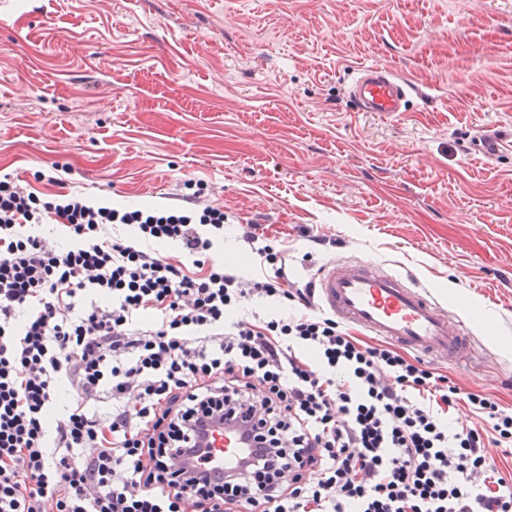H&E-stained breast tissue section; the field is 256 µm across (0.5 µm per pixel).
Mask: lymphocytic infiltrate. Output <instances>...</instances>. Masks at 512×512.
Instances as JSON below:
<instances>
[{
	"label": "lymphocytic infiltrate",
	"instance_id": "lymphocytic-infiltrate-1",
	"mask_svg": "<svg viewBox=\"0 0 512 512\" xmlns=\"http://www.w3.org/2000/svg\"><path fill=\"white\" fill-rule=\"evenodd\" d=\"M223 231L198 191L130 211L0 179V512H512L488 450L512 412L315 313L262 225L242 240L272 274L207 259ZM254 296L290 311L244 319ZM226 425L246 451L216 477Z\"/></svg>",
	"mask_w": 512,
	"mask_h": 512
}]
</instances>
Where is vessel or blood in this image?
<instances>
[{"mask_svg": "<svg viewBox=\"0 0 512 512\" xmlns=\"http://www.w3.org/2000/svg\"><path fill=\"white\" fill-rule=\"evenodd\" d=\"M414 87L389 67L369 64L357 69L347 87L356 112L392 116L406 110ZM473 149L487 159L512 150V134L490 130L477 137ZM316 302L347 325L414 351L458 364L477 350L465 322L431 300L411 277L389 272L373 263L343 260L325 264L312 282ZM209 460L210 472L234 465L243 445L232 431L217 436Z\"/></svg>", "mask_w": 512, "mask_h": 512, "instance_id": "vessel-or-blood-1", "label": "vessel or blood"}]
</instances>
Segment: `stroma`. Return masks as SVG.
Returning a JSON list of instances; mask_svg holds the SVG:
<instances>
[{"instance_id": "35a3bbf8", "label": "stroma", "mask_w": 512, "mask_h": 512, "mask_svg": "<svg viewBox=\"0 0 512 512\" xmlns=\"http://www.w3.org/2000/svg\"><path fill=\"white\" fill-rule=\"evenodd\" d=\"M419 96L351 111L353 69ZM512 0H11L0 22V176L167 206L186 184L228 218L213 256L245 276L263 225L305 285L361 259L412 275L471 327L482 364L425 362L512 411ZM473 149L487 159H496L512 150V134L501 130H488L473 142Z\"/></svg>"}]
</instances>
